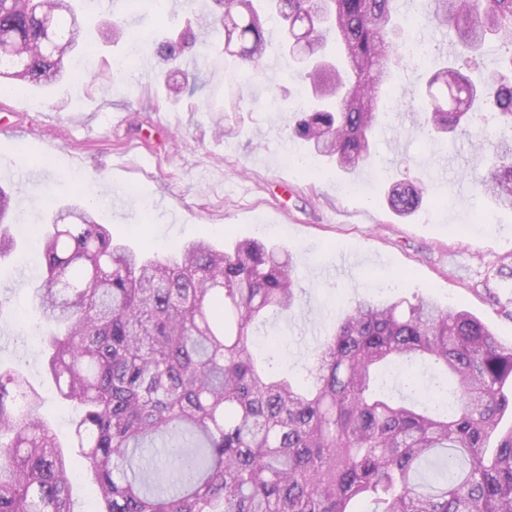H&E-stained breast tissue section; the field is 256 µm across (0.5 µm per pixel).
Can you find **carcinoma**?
I'll use <instances>...</instances> for the list:
<instances>
[{
    "instance_id": "obj_1",
    "label": "carcinoma",
    "mask_w": 512,
    "mask_h": 512,
    "mask_svg": "<svg viewBox=\"0 0 512 512\" xmlns=\"http://www.w3.org/2000/svg\"><path fill=\"white\" fill-rule=\"evenodd\" d=\"M410 18L448 36L429 71L422 116L432 139L466 133L472 112L502 130L481 191L512 208V0H422ZM224 63L262 67L277 14L305 40L309 100L291 134L332 169L371 159L401 70L417 60L400 0H214ZM78 0L0 6V79L46 89L68 73L81 40ZM189 37L156 58L175 65ZM503 53L481 81L477 59ZM425 188L392 186L386 202L415 214ZM0 254L13 237L1 220ZM46 279L34 291L44 365L60 397L83 408L74 429L97 512H512V344L480 319L432 298H362L316 347L304 383L270 375L254 356L256 327L287 312L303 288L284 246L255 239L217 248L186 242L149 256L113 240L92 201L54 213L43 234ZM431 360L445 384L425 413L381 393L378 370ZM21 372L0 365V512H73L70 458Z\"/></svg>"
}]
</instances>
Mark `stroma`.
<instances>
[{"instance_id":"stroma-1","label":"stroma","mask_w":512,"mask_h":512,"mask_svg":"<svg viewBox=\"0 0 512 512\" xmlns=\"http://www.w3.org/2000/svg\"><path fill=\"white\" fill-rule=\"evenodd\" d=\"M213 0H167L169 32L200 34ZM123 17L137 42L113 44L110 27ZM149 0L93 12L80 23L98 48L95 71L48 91L25 88L0 96V186L15 209L40 223L51 210L95 197L114 240L162 251L194 239L215 245L259 238L288 247L305 292L289 317L263 326L278 347L275 371L303 378L315 347L352 302L381 294L432 296L477 315L504 343L512 342V209L479 196L488 160L480 143L495 139L490 123H470L462 138L440 144L417 121L415 92L424 71H402L387 121L374 138L372 160L352 175H302L322 162L292 138L302 104L282 56L261 72L241 73L232 103L212 108L224 79V39L208 36L200 52L171 72L170 82H197L193 96L173 101L157 92ZM123 60L113 72L114 60ZM173 117L177 133L159 132ZM232 135L219 133V126ZM410 179L427 194L409 218L395 216L389 186ZM16 248L0 259V363L17 366L42 397L41 412L71 448L74 415L57 395L33 331L32 295L43 281L42 242L13 230Z\"/></svg>"}]
</instances>
